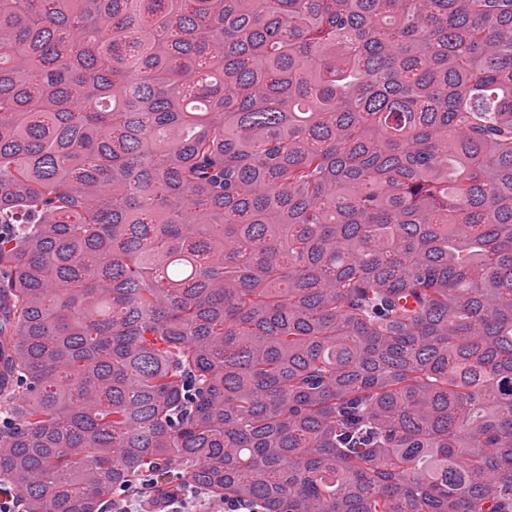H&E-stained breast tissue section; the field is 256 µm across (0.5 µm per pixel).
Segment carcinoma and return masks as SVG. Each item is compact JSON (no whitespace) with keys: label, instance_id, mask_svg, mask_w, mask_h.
<instances>
[{"label":"carcinoma","instance_id":"carcinoma-1","mask_svg":"<svg viewBox=\"0 0 512 512\" xmlns=\"http://www.w3.org/2000/svg\"><path fill=\"white\" fill-rule=\"evenodd\" d=\"M1 224L25 512H512V0H0Z\"/></svg>","mask_w":512,"mask_h":512}]
</instances>
